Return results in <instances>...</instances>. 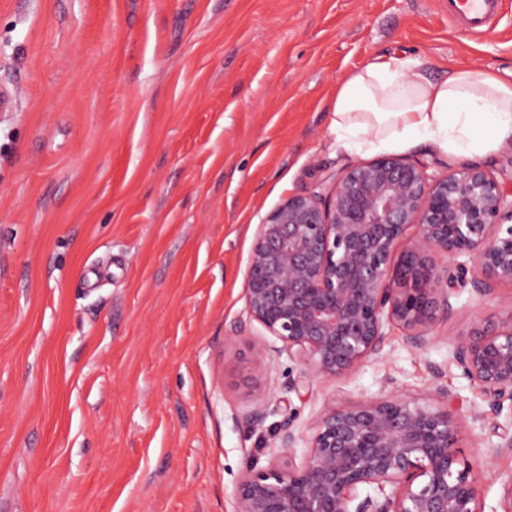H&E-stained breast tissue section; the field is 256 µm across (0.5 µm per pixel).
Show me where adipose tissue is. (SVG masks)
<instances>
[{"instance_id": "obj_1", "label": "adipose tissue", "mask_w": 512, "mask_h": 512, "mask_svg": "<svg viewBox=\"0 0 512 512\" xmlns=\"http://www.w3.org/2000/svg\"><path fill=\"white\" fill-rule=\"evenodd\" d=\"M331 128L351 154L428 143L485 156L512 140V84L469 68L436 76L410 56L383 54L341 82Z\"/></svg>"}]
</instances>
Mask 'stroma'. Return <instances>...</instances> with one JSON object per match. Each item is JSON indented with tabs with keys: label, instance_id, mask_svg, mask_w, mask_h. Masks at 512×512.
Wrapping results in <instances>:
<instances>
[{
	"label": "stroma",
	"instance_id": "1",
	"mask_svg": "<svg viewBox=\"0 0 512 512\" xmlns=\"http://www.w3.org/2000/svg\"><path fill=\"white\" fill-rule=\"evenodd\" d=\"M392 51L512 82V0L481 33L445 0H0V512H235L286 412L309 437L327 404L442 391L502 512L512 412L453 348L511 283L297 391L287 354L251 363L273 342L247 315L256 228L351 164L336 87Z\"/></svg>",
	"mask_w": 512,
	"mask_h": 512
}]
</instances>
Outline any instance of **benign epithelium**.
Returning a JSON list of instances; mask_svg holds the SVG:
<instances>
[{"instance_id": "1", "label": "benign epithelium", "mask_w": 512, "mask_h": 512, "mask_svg": "<svg viewBox=\"0 0 512 512\" xmlns=\"http://www.w3.org/2000/svg\"><path fill=\"white\" fill-rule=\"evenodd\" d=\"M505 281L512 191L477 162L440 174L386 155L273 209L257 225L245 293L249 319L301 366L296 390L378 354L394 326L424 348L462 290L483 302ZM453 358L491 413L512 408V313L479 324ZM465 424L446 393L437 404L398 394L329 404L307 441L288 414L281 452L243 475L236 512H485L483 470L459 466Z\"/></svg>"}]
</instances>
